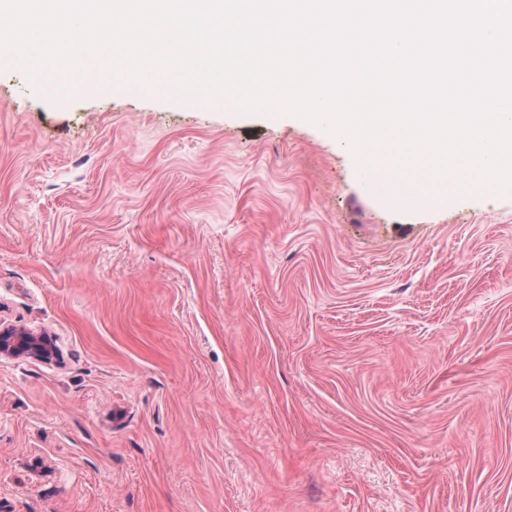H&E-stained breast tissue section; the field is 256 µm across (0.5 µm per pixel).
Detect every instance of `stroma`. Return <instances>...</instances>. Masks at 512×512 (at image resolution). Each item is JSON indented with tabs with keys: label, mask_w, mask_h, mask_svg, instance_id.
Wrapping results in <instances>:
<instances>
[{
	"label": "stroma",
	"mask_w": 512,
	"mask_h": 512,
	"mask_svg": "<svg viewBox=\"0 0 512 512\" xmlns=\"http://www.w3.org/2000/svg\"><path fill=\"white\" fill-rule=\"evenodd\" d=\"M1 325L0 512H512V196L298 117L0 67ZM54 350L45 335L24 329H0V354L48 358Z\"/></svg>",
	"instance_id": "obj_1"
}]
</instances>
